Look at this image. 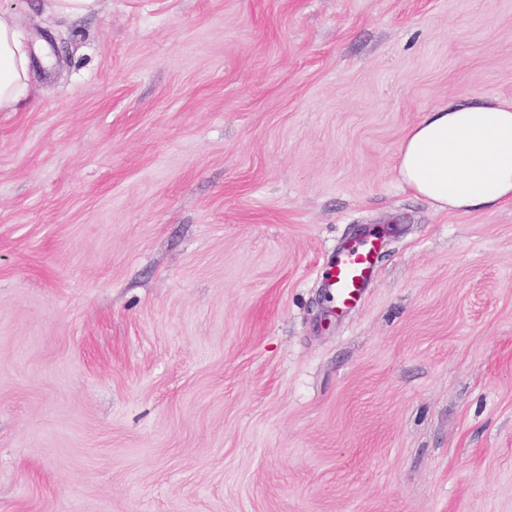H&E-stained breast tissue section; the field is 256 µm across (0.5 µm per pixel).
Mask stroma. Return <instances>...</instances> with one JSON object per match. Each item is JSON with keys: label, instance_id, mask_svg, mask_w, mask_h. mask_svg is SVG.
Returning a JSON list of instances; mask_svg holds the SVG:
<instances>
[{"label": "stroma", "instance_id": "1", "mask_svg": "<svg viewBox=\"0 0 512 512\" xmlns=\"http://www.w3.org/2000/svg\"><path fill=\"white\" fill-rule=\"evenodd\" d=\"M0 11V512H512V205L396 169L424 112L512 99V0ZM30 62L12 17L0 12V110L19 105L28 85ZM374 241L351 244L342 248L336 260L324 271V278L334 290L336 308L340 311L355 306L373 272Z\"/></svg>", "mask_w": 512, "mask_h": 512}]
</instances>
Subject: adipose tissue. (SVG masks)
Instances as JSON below:
<instances>
[{"label":"adipose tissue","mask_w":512,"mask_h":512,"mask_svg":"<svg viewBox=\"0 0 512 512\" xmlns=\"http://www.w3.org/2000/svg\"><path fill=\"white\" fill-rule=\"evenodd\" d=\"M30 62L12 17L0 13V110L19 105ZM397 173L439 211L512 204V101L472 95L425 113L403 135Z\"/></svg>","instance_id":"ef3b65f1"}]
</instances>
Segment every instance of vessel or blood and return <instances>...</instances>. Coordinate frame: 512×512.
Listing matches in <instances>:
<instances>
[{"label":"vessel or blood","mask_w":512,"mask_h":512,"mask_svg":"<svg viewBox=\"0 0 512 512\" xmlns=\"http://www.w3.org/2000/svg\"><path fill=\"white\" fill-rule=\"evenodd\" d=\"M374 249L375 245L370 241L345 246L325 269L324 278L334 291L337 309H349L360 301L373 272Z\"/></svg>","instance_id":"vessel-or-blood-1"}]
</instances>
